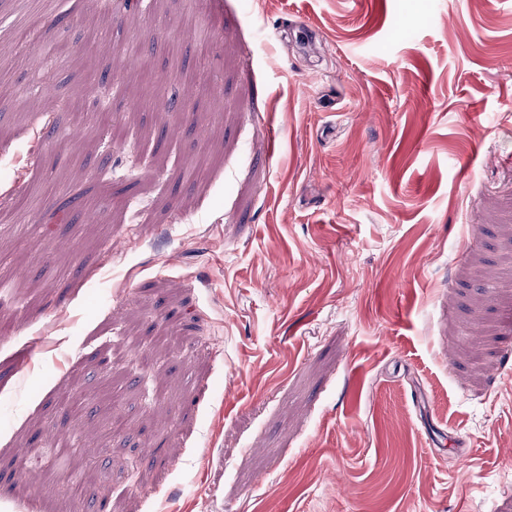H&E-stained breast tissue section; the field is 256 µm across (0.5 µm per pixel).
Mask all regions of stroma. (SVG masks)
<instances>
[{
    "mask_svg": "<svg viewBox=\"0 0 512 512\" xmlns=\"http://www.w3.org/2000/svg\"><path fill=\"white\" fill-rule=\"evenodd\" d=\"M12 42L0 512H80L77 431L85 490L138 466L113 512H512V0H51ZM104 96L123 140L69 142Z\"/></svg>",
    "mask_w": 512,
    "mask_h": 512,
    "instance_id": "1",
    "label": "stroma"
}]
</instances>
